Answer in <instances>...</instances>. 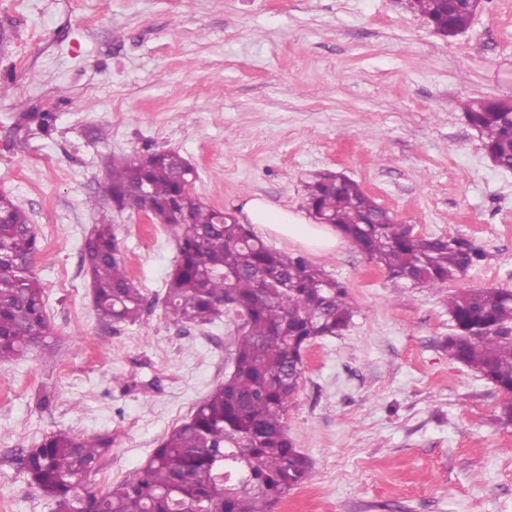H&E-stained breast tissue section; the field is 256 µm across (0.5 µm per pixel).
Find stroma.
Returning a JSON list of instances; mask_svg holds the SVG:
<instances>
[{
    "instance_id": "obj_1",
    "label": "stroma",
    "mask_w": 512,
    "mask_h": 512,
    "mask_svg": "<svg viewBox=\"0 0 512 512\" xmlns=\"http://www.w3.org/2000/svg\"><path fill=\"white\" fill-rule=\"evenodd\" d=\"M0 85V193L39 233L50 327L0 366V512H53L21 449L58 429L111 436L84 480L106 492L231 368L230 318L165 317L173 234L107 197L113 160L148 148L179 152L195 194L243 224L255 197L305 212V181L331 170L413 235L483 249L436 290L405 287L344 240L308 253L356 315L304 353L287 426L312 468L288 499L293 512H512L503 395L443 346L448 294L512 288V172L464 118L470 101L512 100V0H483L449 39L403 0H0ZM25 111L56 122L42 131ZM95 224L113 225L146 298L136 324L94 310L83 248Z\"/></svg>"
}]
</instances>
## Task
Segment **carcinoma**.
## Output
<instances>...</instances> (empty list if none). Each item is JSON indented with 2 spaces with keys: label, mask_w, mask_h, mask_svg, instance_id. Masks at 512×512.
<instances>
[{
  "label": "carcinoma",
  "mask_w": 512,
  "mask_h": 512,
  "mask_svg": "<svg viewBox=\"0 0 512 512\" xmlns=\"http://www.w3.org/2000/svg\"><path fill=\"white\" fill-rule=\"evenodd\" d=\"M408 2L453 37L481 0ZM466 118L486 155L499 169L512 170V103L483 100ZM196 177L179 153L148 151L112 165L107 193L119 210L149 205L177 233L165 283L171 323H211L224 315L226 298L244 314L234 371L165 435L141 469L104 494L82 493L79 486L98 470L111 438L58 430L23 449L17 465L52 500L54 512H272L309 476L310 463L288 434V408L303 379L304 350L342 335L354 307L344 286L305 257L271 248L249 225L201 202L189 187ZM305 196L309 210L328 217L355 249L414 287L439 288L485 259L482 249L458 236L403 234L349 177L319 174ZM40 248L26 212L0 194V365L49 335L45 291L32 273ZM83 262L100 321L137 323L145 298L126 272L112 225H94ZM447 304L448 355L512 397V289L451 293Z\"/></svg>",
  "instance_id": "1"
}]
</instances>
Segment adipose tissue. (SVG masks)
Instances as JSON below:
<instances>
[{
	"mask_svg": "<svg viewBox=\"0 0 512 512\" xmlns=\"http://www.w3.org/2000/svg\"><path fill=\"white\" fill-rule=\"evenodd\" d=\"M245 211L252 224L311 250H330L339 239L333 226L309 223L303 215L281 210L259 198L250 200Z\"/></svg>",
	"mask_w": 512,
	"mask_h": 512,
	"instance_id": "ef3b65f1",
	"label": "adipose tissue"
}]
</instances>
